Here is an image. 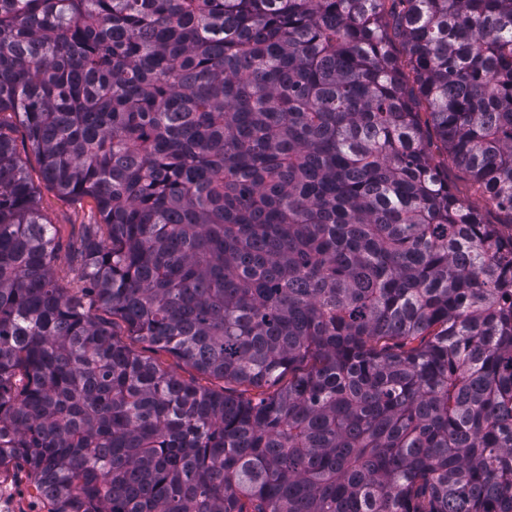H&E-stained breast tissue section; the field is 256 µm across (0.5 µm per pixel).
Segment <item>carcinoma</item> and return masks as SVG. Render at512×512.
Listing matches in <instances>:
<instances>
[{
  "label": "carcinoma",
  "mask_w": 512,
  "mask_h": 512,
  "mask_svg": "<svg viewBox=\"0 0 512 512\" xmlns=\"http://www.w3.org/2000/svg\"><path fill=\"white\" fill-rule=\"evenodd\" d=\"M16 133L94 202L78 294ZM508 231L512 0H0V467L52 512H512ZM460 173L452 166H448V182L451 184H456L459 189V197L463 199L467 204L484 210L486 203L480 196V194L475 193L472 189L468 188L460 177ZM116 331L119 335L116 336L118 339L130 345L133 349L142 352L143 355L150 356L151 358L158 359L160 362H163L165 367H167L181 379L189 380L194 377L197 378L202 384H207L206 380H202L201 376L198 375L193 369L184 365L182 362H179L172 355L164 351H156L145 348V344L135 341L131 336H127V333L123 329H116Z\"/></svg>",
  "instance_id": "obj_1"
}]
</instances>
